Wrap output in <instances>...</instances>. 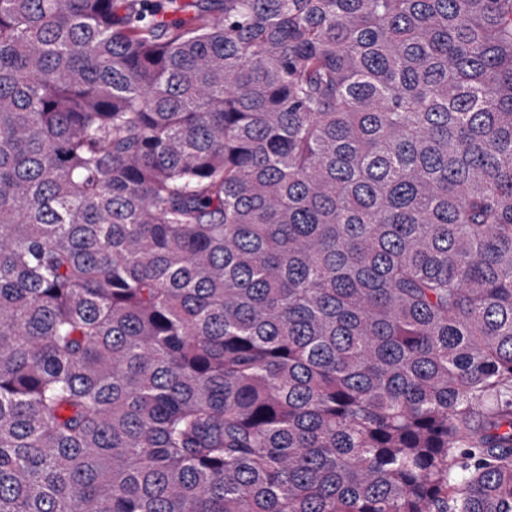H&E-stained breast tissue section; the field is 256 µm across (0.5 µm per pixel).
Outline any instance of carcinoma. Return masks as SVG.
Here are the masks:
<instances>
[{
	"label": "carcinoma",
	"instance_id": "1",
	"mask_svg": "<svg viewBox=\"0 0 512 512\" xmlns=\"http://www.w3.org/2000/svg\"><path fill=\"white\" fill-rule=\"evenodd\" d=\"M0 512H512V0H0Z\"/></svg>",
	"mask_w": 512,
	"mask_h": 512
}]
</instances>
